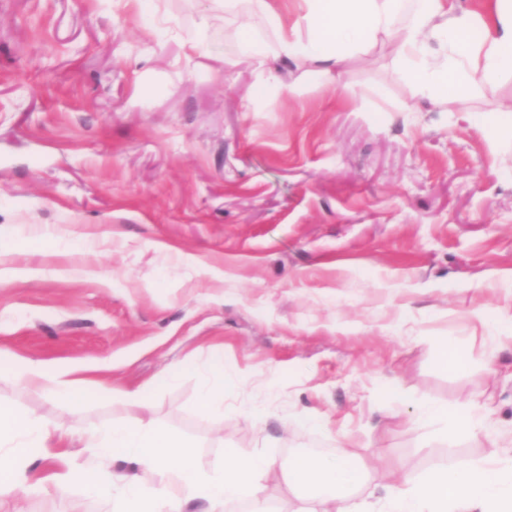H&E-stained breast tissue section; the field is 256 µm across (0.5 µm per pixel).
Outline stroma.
<instances>
[{"mask_svg": "<svg viewBox=\"0 0 512 512\" xmlns=\"http://www.w3.org/2000/svg\"><path fill=\"white\" fill-rule=\"evenodd\" d=\"M245 23L276 42L220 0H0V260L37 272L0 280V401L71 428L85 467V431L148 417L206 471L228 447L351 453L389 484V459L512 450V73L436 106L380 43L343 99L320 67L258 64ZM31 360L105 370L71 407ZM216 360L240 383L222 414L198 403ZM481 394L494 435L428 447L416 405ZM4 499L104 512L78 486Z\"/></svg>", "mask_w": 512, "mask_h": 512, "instance_id": "35a3bbf8", "label": "stroma"}]
</instances>
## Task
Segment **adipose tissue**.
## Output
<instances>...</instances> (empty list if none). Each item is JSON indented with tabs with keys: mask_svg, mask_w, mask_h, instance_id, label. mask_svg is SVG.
Instances as JSON below:
<instances>
[{
	"mask_svg": "<svg viewBox=\"0 0 512 512\" xmlns=\"http://www.w3.org/2000/svg\"><path fill=\"white\" fill-rule=\"evenodd\" d=\"M303 13L285 23L276 0H224L230 13L249 7L277 28L271 49H258L300 62H319L343 72L349 57L368 47L394 46L395 69L416 96L438 103L512 72V0H486L484 11L462 0H302ZM417 421L435 427L441 438L463 433L489 434L493 423L483 413L464 416L441 405H424ZM69 428L38 422L0 402V489L19 488L30 479L36 458H52L53 470L38 483L45 493L61 494L82 485L87 495L108 501L109 512H184L188 498L207 501L208 512H225L245 498L250 512H268L269 481L303 488L317 484L328 496L302 502L297 512H512V454L475 458L460 465L447 461L421 475H404L401 485L382 493L365 492L366 473L348 456L302 455L279 464L272 457L239 449L224 451L220 472L204 473L189 441L147 420L113 424L85 440L99 467L81 477L70 459ZM127 462L124 471L114 462Z\"/></svg>",
	"mask_w": 512,
	"mask_h": 512,
	"instance_id": "ef3b65f1",
	"label": "adipose tissue"
}]
</instances>
